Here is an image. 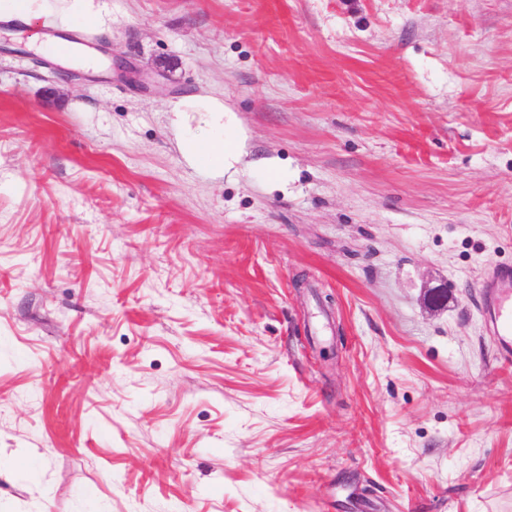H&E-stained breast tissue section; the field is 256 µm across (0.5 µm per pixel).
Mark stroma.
Here are the masks:
<instances>
[{
    "label": "stroma",
    "mask_w": 512,
    "mask_h": 512,
    "mask_svg": "<svg viewBox=\"0 0 512 512\" xmlns=\"http://www.w3.org/2000/svg\"><path fill=\"white\" fill-rule=\"evenodd\" d=\"M65 7L0 20V512H512L477 290L512 266V0ZM174 112H199L206 115L207 133L191 138V161L198 166L222 167L224 157L232 152V149L224 147V104L217 100L206 98H188L179 103Z\"/></svg>",
    "instance_id": "stroma-1"
}]
</instances>
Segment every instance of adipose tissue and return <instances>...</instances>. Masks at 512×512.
<instances>
[{"label": "adipose tissue", "mask_w": 512, "mask_h": 512, "mask_svg": "<svg viewBox=\"0 0 512 512\" xmlns=\"http://www.w3.org/2000/svg\"><path fill=\"white\" fill-rule=\"evenodd\" d=\"M177 112H199L206 116L207 132L193 138L190 152L191 161L199 166L218 167L223 165L228 150L224 145L225 108L217 100L190 98L176 107Z\"/></svg>", "instance_id": "1"}]
</instances>
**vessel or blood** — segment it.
Listing matches in <instances>:
<instances>
[{"label": "vessel or blood", "instance_id": "vessel-or-blood-1", "mask_svg": "<svg viewBox=\"0 0 512 512\" xmlns=\"http://www.w3.org/2000/svg\"><path fill=\"white\" fill-rule=\"evenodd\" d=\"M483 300L489 313L486 329L496 336L501 356H512V267L493 269L483 284Z\"/></svg>", "mask_w": 512, "mask_h": 512}]
</instances>
